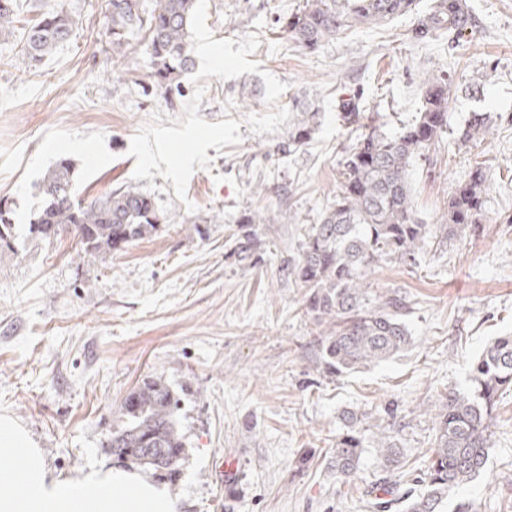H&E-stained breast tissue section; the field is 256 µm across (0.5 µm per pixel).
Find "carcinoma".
<instances>
[{
	"mask_svg": "<svg viewBox=\"0 0 512 512\" xmlns=\"http://www.w3.org/2000/svg\"><path fill=\"white\" fill-rule=\"evenodd\" d=\"M197 0H106L105 39L112 61L131 65L129 38L143 30L141 54L148 61L152 86L169 92L181 87L182 76L194 63L190 19ZM416 0H305L279 19L280 30L294 44L315 50L348 29L389 22L413 9ZM22 4L0 0V36L14 33ZM471 21L466 0H435L419 19V41L460 36ZM79 21L56 10L24 30L30 61L41 62L69 41ZM453 78L436 74L424 82L415 119L397 131L375 117L360 123V99L342 92L341 119L351 126L350 145L338 161L341 177L336 196L320 222L310 225L299 259L288 278L304 290V309L322 328L320 344L326 370L337 374L379 363L409 346L411 335L403 320L404 298L391 293L371 295L367 274L383 260L403 263L430 237L419 221L408 180L410 168L422 161L434 164V154L448 133V100ZM315 113L300 110L278 149L291 152L311 139ZM491 116L474 112L457 130L463 145H476L489 134ZM74 166L61 158L39 187L43 205L28 224L36 242L49 243L67 226L75 228L86 256L103 260L179 220L151 196L118 189L88 202L73 194ZM487 175L476 164L468 181L449 197L444 230L455 237L481 223ZM275 215L257 210L244 216L233 254L251 264L261 242L253 224H274ZM18 235L11 212L0 205V260L17 254ZM512 387V335L499 336L471 364L467 385L441 395L435 439L422 473L409 482L396 471L399 446L394 423L360 426L354 412L344 417L345 432L336 440L330 461L336 478L347 483L359 469L365 443L379 450V477L364 487L376 512H448V497L478 477L495 446L496 396ZM179 398L159 376H150L121 403L108 448L128 463L152 468L174 479L185 457L178 415Z\"/></svg>",
	"mask_w": 512,
	"mask_h": 512,
	"instance_id": "cac0c4a2",
	"label": "carcinoma"
}]
</instances>
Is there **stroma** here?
<instances>
[{"label":"stroma","instance_id":"stroma-1","mask_svg":"<svg viewBox=\"0 0 512 512\" xmlns=\"http://www.w3.org/2000/svg\"><path fill=\"white\" fill-rule=\"evenodd\" d=\"M23 2L19 27L60 9L82 24L36 67L18 37L0 38V199L19 228L41 204L44 173L62 157L75 165L77 198L131 185L171 214L191 209L205 223L161 225L104 262L86 257L70 232L50 244L22 240L17 256L0 261V414L25 427L51 475L76 477L112 464L106 441L123 397L158 375L180 398L187 456L168 488L178 512H368L362 488L376 474L374 452L348 483L330 468L344 412L377 424L393 408L399 466L418 468L440 394L465 387L470 363L512 334V0H467L472 24L463 37L431 42L413 37L434 2L419 0L416 13L350 29L314 52L283 38L276 23L303 0H207L214 39L257 34L252 59L262 72L204 79L200 117L240 121L242 140L208 149L212 163L192 175L183 202L161 176L133 179L128 149L154 115L182 117L194 94L190 77L171 95L146 87V64L113 69L102 0ZM441 70L461 86L448 104L451 134L436 165L409 176L432 235L415 267L383 261L368 275L374 294L405 297L411 344L357 372H326L319 329L286 268L339 189L337 161L349 138L336 95L360 89L364 112L396 127L413 120L424 79ZM266 73L287 85L280 107L316 114L311 140L291 154L276 149L285 132L258 136L245 123L268 110ZM474 81L475 96L467 91ZM475 111L490 113V133L481 146H458L454 131ZM478 162L489 180L483 222L444 238L448 196ZM252 208L273 211L277 221L256 225L257 262L243 265L233 247ZM495 414L486 470L459 492L477 512H512V388L499 391ZM222 462L236 466L237 497H226L215 478Z\"/></svg>","mask_w":512,"mask_h":512}]
</instances>
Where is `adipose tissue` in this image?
I'll return each instance as SVG.
<instances>
[{
	"label": "adipose tissue",
	"mask_w": 512,
	"mask_h": 512,
	"mask_svg": "<svg viewBox=\"0 0 512 512\" xmlns=\"http://www.w3.org/2000/svg\"><path fill=\"white\" fill-rule=\"evenodd\" d=\"M0 512H177L164 485L118 465L89 469L60 480L47 470L43 455L26 430L0 417Z\"/></svg>",
	"instance_id": "obj_1"
}]
</instances>
